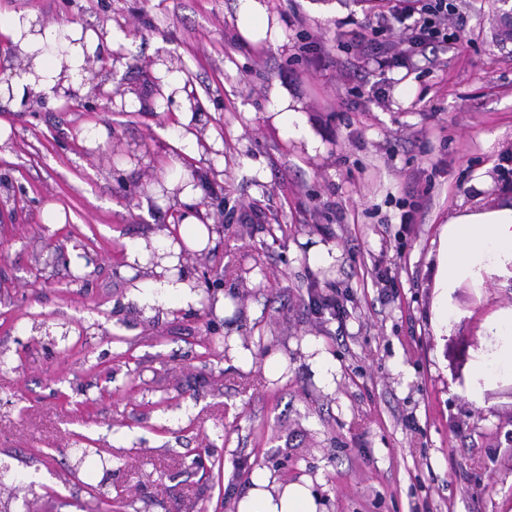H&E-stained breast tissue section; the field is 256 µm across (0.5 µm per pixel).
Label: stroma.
<instances>
[{
  "label": "stroma",
  "instance_id": "35a3bbf8",
  "mask_svg": "<svg viewBox=\"0 0 512 512\" xmlns=\"http://www.w3.org/2000/svg\"><path fill=\"white\" fill-rule=\"evenodd\" d=\"M326 2L266 0L275 46L241 36L237 0H0L125 34L113 65L86 60L99 95L0 105L11 512H235L260 467L309 477L325 512H512V369L490 367L512 270L445 290L439 259L452 218L512 205V41L492 0H454L447 44L404 64L402 28L376 29L385 0ZM277 85L316 152L274 124ZM185 107L211 138L183 160L203 195L150 198ZM49 205L66 223H43ZM188 211L214 235L179 265L203 300L141 308L152 273L126 245L155 248ZM157 77L160 78L163 92L169 96L174 93V99H178L187 103L186 91L183 89L186 85V76L180 72H166L165 67L158 65L156 67ZM176 92V93H175Z\"/></svg>",
  "mask_w": 512,
  "mask_h": 512
}]
</instances>
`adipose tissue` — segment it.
<instances>
[{
  "mask_svg": "<svg viewBox=\"0 0 512 512\" xmlns=\"http://www.w3.org/2000/svg\"><path fill=\"white\" fill-rule=\"evenodd\" d=\"M242 34L253 42H283L279 24L271 23L264 0H238ZM0 35L13 45L22 61L19 70L0 75V104L19 110L35 100L59 104L90 94L92 77L85 71L87 57H108L123 34L115 28H84L79 24H47L29 11L0 17ZM211 238L208 225L184 216L178 237L167 238L154 268L155 278L141 303L175 301L181 306L198 300L189 286L177 279L173 268L183 249L205 248ZM512 261V207L457 216L442 240L440 263L444 283L485 265ZM252 487L236 512H319L312 482L303 477L285 482L266 469L251 475Z\"/></svg>",
  "mask_w": 512,
  "mask_h": 512,
  "instance_id": "ef3b65f1",
  "label": "adipose tissue"
}]
</instances>
